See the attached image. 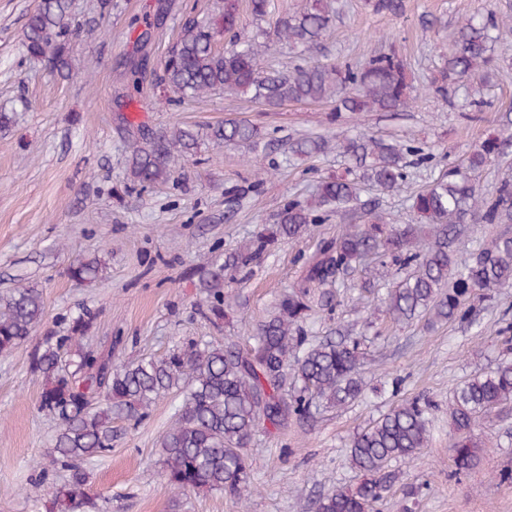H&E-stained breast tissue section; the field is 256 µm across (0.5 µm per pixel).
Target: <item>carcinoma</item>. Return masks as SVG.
<instances>
[{
	"instance_id": "obj_1",
	"label": "carcinoma",
	"mask_w": 512,
	"mask_h": 512,
	"mask_svg": "<svg viewBox=\"0 0 512 512\" xmlns=\"http://www.w3.org/2000/svg\"><path fill=\"white\" fill-rule=\"evenodd\" d=\"M336 15L328 0H312L299 12L275 21V42L309 48L330 29ZM238 0H224L222 20H188L170 44L152 83L168 93L169 103L196 100L224 90L276 108L292 101L336 99L343 112H398L409 107L412 86L406 65L395 53L369 57L362 63H300L286 73L268 70L256 42L240 35ZM76 28L70 0H38L27 14L21 47L26 57L46 62L60 76L71 74L70 40ZM229 36L224 50L214 37ZM512 36L492 12L472 15L458 26L448 47L443 80L486 81L493 43ZM226 145H250L265 137L248 122L229 119L201 133L174 127L142 134L129 145L128 174L134 188L146 189L171 180L169 158L175 152L194 154L201 137ZM512 138V114L500 116L499 136L475 146L464 166L454 165L426 190L412 197L415 224L379 223L371 206H363L365 222L354 223L360 184L370 182L385 191H400L407 183L405 156L419 163L432 155L420 146H402L360 132L336 144L352 163L345 176L322 179L312 203L290 198L277 215L275 235L302 238L311 224L334 216L344 224L333 237L320 240L302 264L300 280L263 320L254 344L240 348L201 336L161 358L117 362L112 352L84 350L83 339L94 316L88 309L68 319L65 334L43 337L32 359L41 378L38 408L54 415L59 429L53 440V461L70 472L45 494V512H96L87 492L88 474L82 462L102 457L118 437V420L141 423L155 401L172 391L183 394L177 418L161 437L164 477L177 494L222 492L237 501L253 492L252 461L247 448L259 431H282L312 415L318 402L345 405L365 390L359 373L361 339L342 336L315 342L307 319L315 307L332 308L318 289L344 279L376 261L378 276L405 270L380 298L396 323H410L424 313L438 321L463 322L471 298L487 299L512 286V236L491 239L460 264L455 252L466 224L512 223V177H504L492 195L482 192L474 174L500 153ZM330 147L322 136L294 141L293 153L318 154ZM420 224L436 225L431 244L419 245ZM270 243L259 236L221 263L204 268L199 287L205 293L209 318H224V286L241 283L253 260ZM100 259H79L69 267L72 277L96 281ZM47 317L43 292L20 284L0 295V354L25 343ZM512 401V360L503 359L488 371L464 381L448 403L454 431L450 446L455 473L469 471L480 459L481 443L472 431L477 421L497 406ZM425 396L403 400L356 433L349 445V464L365 479L355 488H337L320 496L315 512H378L397 475L392 463L418 459L430 442Z\"/></svg>"
}]
</instances>
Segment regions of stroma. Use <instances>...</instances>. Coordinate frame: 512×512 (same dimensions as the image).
<instances>
[{"instance_id":"1","label":"stroma","mask_w":512,"mask_h":512,"mask_svg":"<svg viewBox=\"0 0 512 512\" xmlns=\"http://www.w3.org/2000/svg\"><path fill=\"white\" fill-rule=\"evenodd\" d=\"M376 0H337L336 19L320 43L305 51L321 63H357L396 50L417 89L400 112L342 113L328 102L290 103L267 111L234 94L168 105L159 90H134L128 63L137 36L151 29V64H159L184 23L220 16L224 0H71L81 28L71 42L75 76L65 80L38 59L24 57L25 15L35 0H0V107L12 112L0 130V294L18 282L42 289L48 317L31 338L0 355V512H45L47 482L65 472L52 462L57 419L37 408L41 380L31 360L43 336L62 332L80 308L95 319L84 344L113 348L119 360L159 358L189 340L208 336L249 344L256 327L296 284L297 254H312L337 224L311 225L298 240L280 239L259 254L241 284L226 286L231 307L213 325L200 312L198 271L272 230L284 201L309 199L321 178L345 172L340 150L292 156L290 143L309 134L351 136L368 130L404 145L418 143L431 164L410 166L409 187L394 193L363 185L361 200L376 202L388 224L411 222V193L425 189L448 166L496 133L497 118L512 111V42L496 45L490 83L443 86L440 71L455 29L465 16L494 10L512 28V0H398L397 12ZM487 108L472 111L470 97ZM227 119L262 127L258 147L203 141L195 155L173 154L174 182L131 189L125 143L142 132L204 129ZM278 163L261 192H250L258 164ZM243 188L235 204L225 190ZM95 256L104 270L88 283L70 264ZM337 310L309 320L315 340L349 329L363 340L365 397L342 407L313 408L312 419L273 434L256 433L248 453L255 494L239 506L218 492L174 500L163 476L159 440L176 418L182 397L170 393L149 416L127 427L110 453L85 461L100 512H312L322 492L353 487L361 474L347 461L353 435L402 399L429 397L431 438L419 461L395 463L398 479L380 512H512V403L502 405L474 435L482 444L472 470L455 475L450 460L448 402L469 376L502 359L501 332L512 325V288L472 299L470 322L428 326L419 318L394 323L370 299L334 292Z\"/></svg>"}]
</instances>
